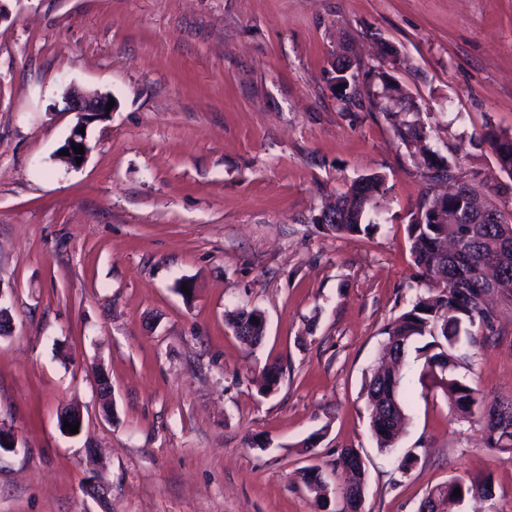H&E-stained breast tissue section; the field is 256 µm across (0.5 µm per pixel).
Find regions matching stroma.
I'll return each mask as SVG.
<instances>
[{"instance_id": "obj_1", "label": "stroma", "mask_w": 512, "mask_h": 512, "mask_svg": "<svg viewBox=\"0 0 512 512\" xmlns=\"http://www.w3.org/2000/svg\"><path fill=\"white\" fill-rule=\"evenodd\" d=\"M0 19V512H318L301 474L359 451L365 512H417L429 488L512 462L456 421L408 351V422L378 448L363 384L416 281L406 224L424 183L379 112L344 105L336 46L431 108L439 144L482 185L507 177L472 136L512 135V0H7ZM110 95L83 167L57 158L62 94ZM389 190L372 237L319 224L358 176ZM191 283L182 295L179 282ZM261 311L244 345L227 313ZM479 348L485 399L512 395V305ZM275 365L280 382L260 391ZM112 385L105 411L97 373ZM83 428L67 434L64 408ZM419 458L408 473L397 461ZM107 487L105 501L87 494Z\"/></svg>"}]
</instances>
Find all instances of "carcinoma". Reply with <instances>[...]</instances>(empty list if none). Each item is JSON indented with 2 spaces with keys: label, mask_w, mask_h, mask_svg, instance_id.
<instances>
[{
  "label": "carcinoma",
  "mask_w": 512,
  "mask_h": 512,
  "mask_svg": "<svg viewBox=\"0 0 512 512\" xmlns=\"http://www.w3.org/2000/svg\"><path fill=\"white\" fill-rule=\"evenodd\" d=\"M344 48L336 54L334 85L341 86L337 96L343 103L367 104L369 111L384 115L394 136L409 157L425 156L420 167L425 185L406 225L410 254L417 280L440 284L436 293L416 296L411 307L394 318L384 329V347L391 357L384 375L372 374L364 391L371 429L378 447L393 448L405 420L402 376L399 366L408 348L419 338H428L416 348L424 358L421 381H429L449 399V411L460 421L478 424L485 435L486 447L512 460V399L487 402L479 396L475 349L500 335L495 308L486 296L503 285L512 294V213L505 212L495 197L512 193L509 184L488 191L468 176L455 162L434 147L437 129L423 119L431 114L429 105L417 101L387 70L369 69L359 75L347 64ZM480 142L487 144L500 170L512 179V137L491 126L485 127ZM456 185L448 193V219L434 222L431 209L436 203L434 189L443 179ZM366 183L367 193H355L356 185ZM385 194V177L379 173L364 175L346 191L330 198L321 213H331L336 221L325 224L338 237H370L377 229L371 219ZM465 241L461 252L443 250L446 241ZM254 312L227 315L232 329L246 328L240 337L252 347L261 342L266 328L252 323ZM353 448L343 449L336 458L338 468H349L350 486L366 483L365 464ZM303 483L314 494L321 510L329 505L328 485L316 466L304 469ZM461 495L453 496L455 490ZM492 497V480L486 476L466 481L453 478L431 488L425 500L438 512H454L465 499L482 502Z\"/></svg>",
  "instance_id": "obj_1"
}]
</instances>
